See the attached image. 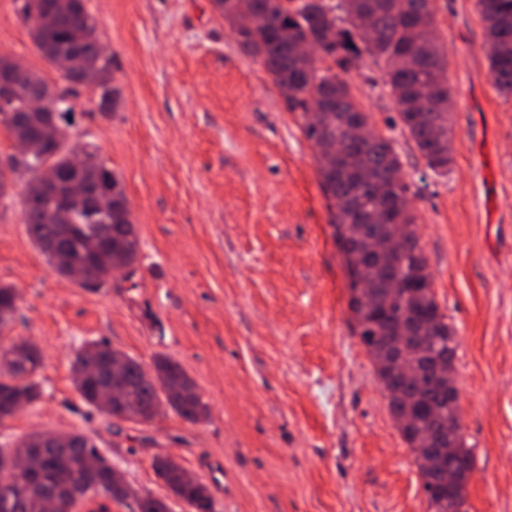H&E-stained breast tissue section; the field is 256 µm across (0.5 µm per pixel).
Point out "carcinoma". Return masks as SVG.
I'll return each instance as SVG.
<instances>
[{
  "instance_id": "carcinoma-1",
  "label": "carcinoma",
  "mask_w": 512,
  "mask_h": 512,
  "mask_svg": "<svg viewBox=\"0 0 512 512\" xmlns=\"http://www.w3.org/2000/svg\"><path fill=\"white\" fill-rule=\"evenodd\" d=\"M213 0L236 36L240 49L259 60L272 77L286 107L300 112L303 131L312 143L325 191L336 203V239L351 254L348 266L364 264L362 287L352 289L350 309L358 336L371 356L377 373L391 374L394 366L385 345L407 351L404 363L413 370L414 335L398 327L414 324L429 342L448 341L455 332L440 311L431 291V275L416 233V217L401 177V164L391 142L378 133L365 141L349 135L355 124L370 126L349 84L336 70H349L352 59L365 52L385 62L384 81L399 107V119L409 138L435 174L445 176L452 162L449 143L445 56L433 29L431 0ZM36 19L30 28L32 41L47 63L78 47L74 58L98 62V86L102 91L99 111L109 116L119 103V88L112 84V58L100 57V38L95 18L76 0H32ZM486 28L488 61L499 93L512 98V0H477ZM343 9L344 17L336 15ZM306 45L315 57L310 61L294 53ZM28 90L0 104V123L15 135L10 115L30 113L23 135L39 133L40 107L31 93L48 88L36 72L27 79ZM68 127L58 139L46 142L43 152L23 168L0 166V206L13 198L18 173L29 175L22 193L27 233L54 271L72 278L76 269L86 277L97 275L93 246L103 249L116 268L132 271L140 252V240L119 177L94 151L84 152L80 168L70 162L66 146ZM106 173L112 190V210L95 212L67 194L54 190L53 182L80 178L94 180ZM401 238V250L381 263L368 264L365 250L374 243L389 244ZM20 300L17 290L0 285V335L14 321ZM112 348L94 341L76 354L74 371L86 374L75 382L81 399L96 407L97 386L112 379L108 373ZM10 354L15 368L0 372V422L20 412L21 398L34 403L41 398L39 371L42 355L30 341L9 339L0 354ZM136 402L134 412L113 413L118 419L151 421L169 408L190 423L205 414L195 383L181 365L165 356L155 359L152 375L130 358L120 384ZM394 415L408 422L402 432L413 444L420 433L448 421V401L438 399L428 382L405 386L402 395L389 399ZM68 448L41 447V434L32 433L11 448H0V512H75L78 503L108 494L122 500L130 490L103 484L108 467L92 439L78 432L69 435ZM153 468L171 495L191 512H215L208 487L187 472L171 468L155 457ZM423 490L432 512H448V498L439 486L427 481L430 465L420 462ZM139 512H170L168 503L149 493L138 497Z\"/></svg>"
}]
</instances>
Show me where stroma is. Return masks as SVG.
Instances as JSON below:
<instances>
[{
	"label": "stroma",
	"instance_id": "35a3bbf8",
	"mask_svg": "<svg viewBox=\"0 0 512 512\" xmlns=\"http://www.w3.org/2000/svg\"><path fill=\"white\" fill-rule=\"evenodd\" d=\"M22 0H0V54L68 93V145L98 147L140 238L131 276L98 289L58 276L33 247L21 197L0 207V284L20 295L12 337L43 356L41 398L0 423L93 436L132 498L172 499L153 469L176 460L217 512H431L414 455L353 330L350 276L314 149L262 64L212 0H84L122 105L101 117L35 49ZM448 60L453 162L435 176L398 120L383 63L345 74L402 162L432 290L457 341L454 377L474 456L468 512H512V100L494 84L476 0H432ZM104 340L152 369L179 362L206 416L120 420L87 406L71 363Z\"/></svg>",
	"mask_w": 512,
	"mask_h": 512
}]
</instances>
